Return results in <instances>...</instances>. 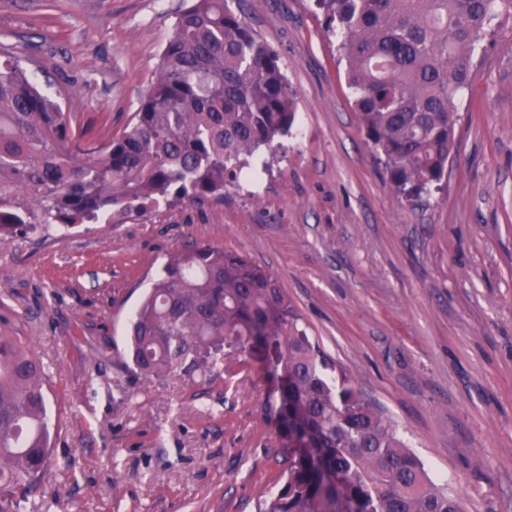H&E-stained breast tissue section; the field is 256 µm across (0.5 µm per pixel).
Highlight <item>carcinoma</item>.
I'll list each match as a JSON object with an SVG mask.
<instances>
[{
    "mask_svg": "<svg viewBox=\"0 0 512 512\" xmlns=\"http://www.w3.org/2000/svg\"><path fill=\"white\" fill-rule=\"evenodd\" d=\"M496 0H317L340 34L354 107L396 192L440 188L457 106ZM295 112L279 59L228 0L177 14L155 81L116 136L73 126L12 53L0 52V237L142 214L170 198L224 200L247 158ZM134 366L209 371L235 351L274 384L288 472L258 512H463L382 412L333 366L276 278L209 244L171 256L131 324ZM45 369L0 336V512H20L51 460Z\"/></svg>",
    "mask_w": 512,
    "mask_h": 512,
    "instance_id": "cac0c4a2",
    "label": "carcinoma"
}]
</instances>
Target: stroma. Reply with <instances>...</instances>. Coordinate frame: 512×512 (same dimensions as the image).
<instances>
[{
  "label": "stroma",
  "instance_id": "1",
  "mask_svg": "<svg viewBox=\"0 0 512 512\" xmlns=\"http://www.w3.org/2000/svg\"><path fill=\"white\" fill-rule=\"evenodd\" d=\"M186 0H0V48L88 136L120 133ZM296 110L223 202L0 240V335L48 374L51 463L24 512H256L288 467L259 364L135 371L130 317L192 244L271 272L312 340L447 485L512 512V0L475 55L443 191L409 201L367 146L316 0H234Z\"/></svg>",
  "mask_w": 512,
  "mask_h": 512
}]
</instances>
